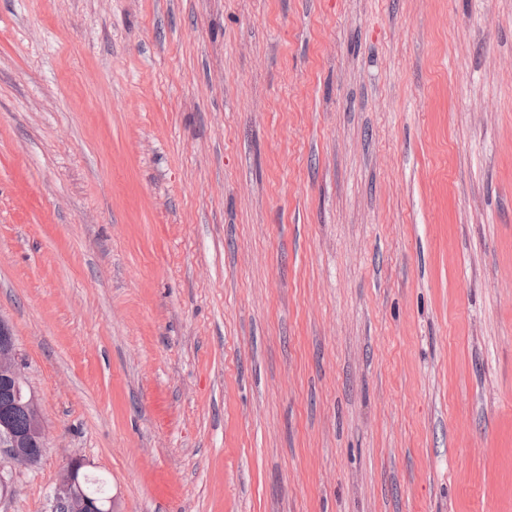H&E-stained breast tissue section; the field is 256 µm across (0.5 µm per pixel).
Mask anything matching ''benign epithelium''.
<instances>
[{
    "label": "benign epithelium",
    "mask_w": 512,
    "mask_h": 512,
    "mask_svg": "<svg viewBox=\"0 0 512 512\" xmlns=\"http://www.w3.org/2000/svg\"><path fill=\"white\" fill-rule=\"evenodd\" d=\"M0 382L17 391L14 407L0 410V448L8 456L24 465L39 461L46 447L39 401L22 372L18 360L15 338L9 325L0 317ZM27 411L30 426L27 432H19L13 424L14 410ZM84 463L73 459L62 474L54 491L52 512H111L113 506L103 507L81 489L80 474Z\"/></svg>",
    "instance_id": "benign-epithelium-1"
}]
</instances>
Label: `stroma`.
I'll list each match as a JSON object with an SVG mask.
<instances>
[{"instance_id": "35a3bbf8", "label": "stroma", "mask_w": 512, "mask_h": 512, "mask_svg": "<svg viewBox=\"0 0 512 512\" xmlns=\"http://www.w3.org/2000/svg\"><path fill=\"white\" fill-rule=\"evenodd\" d=\"M0 317V512H512V0H0ZM0 382L6 384H0V408L11 407L14 399L13 388L17 391L14 407L0 410V448H4L8 456L20 464H35L39 461L43 448H46L39 401L22 372L12 331L1 317ZM16 409L21 410L15 411ZM22 410L27 411L30 417V426L26 433L18 431H24L28 427V418ZM83 468L82 460L77 458L71 460L54 491L53 512H106V510H113L112 497L105 488L103 480L91 477L86 473L83 488L88 495L82 491L80 474ZM110 497L108 506L107 500ZM101 503L105 505V508Z\"/></svg>"}]
</instances>
